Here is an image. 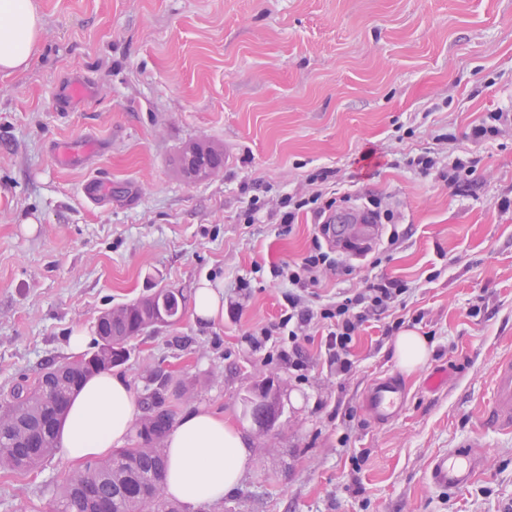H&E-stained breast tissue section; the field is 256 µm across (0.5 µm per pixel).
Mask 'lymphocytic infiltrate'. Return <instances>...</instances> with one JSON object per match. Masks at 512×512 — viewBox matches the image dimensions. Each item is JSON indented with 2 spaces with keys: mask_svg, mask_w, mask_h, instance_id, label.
I'll use <instances>...</instances> for the list:
<instances>
[{
  "mask_svg": "<svg viewBox=\"0 0 512 512\" xmlns=\"http://www.w3.org/2000/svg\"><path fill=\"white\" fill-rule=\"evenodd\" d=\"M331 208L321 192L307 195H282L276 206H268L260 197H253L247 216L248 223L258 218L279 224L282 232H291L299 213L313 214L319 220V231L301 263L273 265L269 268L272 281L286 288V306L278 320L249 333L253 347L273 341L282 361L293 371L305 370L303 344L307 341V327L323 325L326 329L325 352L338 373L351 368V343L365 322L381 318L391 305L403 301L409 292L404 281L382 274L370 273L361 280L360 287L345 288L335 298L314 302L311 290L322 277L345 273L329 241L330 224L326 215Z\"/></svg>",
  "mask_w": 512,
  "mask_h": 512,
  "instance_id": "obj_1",
  "label": "lymphocytic infiltrate"
}]
</instances>
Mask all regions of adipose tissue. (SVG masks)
Here are the masks:
<instances>
[{"instance_id": "1", "label": "adipose tissue", "mask_w": 512, "mask_h": 512, "mask_svg": "<svg viewBox=\"0 0 512 512\" xmlns=\"http://www.w3.org/2000/svg\"><path fill=\"white\" fill-rule=\"evenodd\" d=\"M42 20L33 0H0V73L23 71L37 48ZM136 405L127 382L111 373L87 379L71 399L55 445L79 462L103 456L127 440ZM164 492L190 508L221 501L253 463L246 436L230 422L200 409L184 416L165 441Z\"/></svg>"}]
</instances>
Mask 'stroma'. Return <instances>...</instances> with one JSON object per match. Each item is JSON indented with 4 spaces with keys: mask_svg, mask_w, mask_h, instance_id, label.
<instances>
[{
    "mask_svg": "<svg viewBox=\"0 0 512 512\" xmlns=\"http://www.w3.org/2000/svg\"><path fill=\"white\" fill-rule=\"evenodd\" d=\"M36 3V53L0 73V400L68 361L73 331L95 342L104 310L161 289L190 300L206 280L224 293L223 319L185 308L133 338L114 369L135 402L162 374L175 418L204 408L246 435L254 466L195 512H512V431L484 418L494 370L512 358V208L499 206L512 200V129L472 136L490 113H512V0ZM443 133L451 157L475 163L465 182L401 163L442 148ZM191 143L223 151V166L186 180L175 158ZM370 148L380 163L366 174ZM317 188L338 211L375 198L394 212L402 234L378 271L413 292L361 327L346 374L311 326L299 378L246 334L285 305L255 265L301 261L317 222L299 215L284 234L245 213L252 196ZM239 276L249 291L234 290ZM399 319L431 348L409 374L386 330ZM436 370L446 382L431 390ZM390 375L406 405L376 424L362 396ZM264 385L279 408L265 433L243 415ZM469 441L485 446L473 483L431 488V458ZM76 470L56 453L0 473V512H55Z\"/></svg>",
    "mask_w": 512,
    "mask_h": 512,
    "instance_id": "stroma-1",
    "label": "stroma"
}]
</instances>
